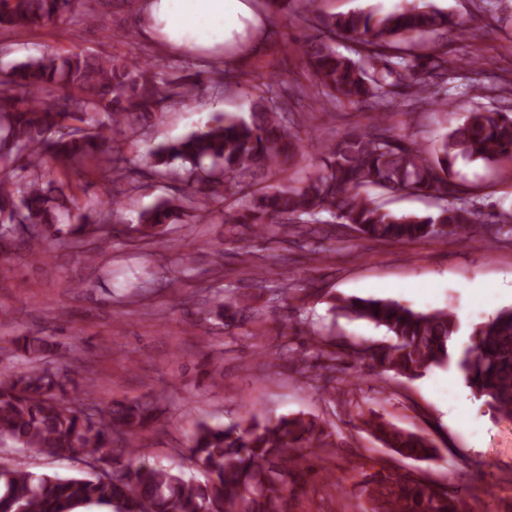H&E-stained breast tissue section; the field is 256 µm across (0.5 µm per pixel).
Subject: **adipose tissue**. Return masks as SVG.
I'll return each mask as SVG.
<instances>
[{"instance_id": "1", "label": "adipose tissue", "mask_w": 512, "mask_h": 512, "mask_svg": "<svg viewBox=\"0 0 512 512\" xmlns=\"http://www.w3.org/2000/svg\"><path fill=\"white\" fill-rule=\"evenodd\" d=\"M265 24L246 0H145L139 19L142 32L182 51H217Z\"/></svg>"}]
</instances>
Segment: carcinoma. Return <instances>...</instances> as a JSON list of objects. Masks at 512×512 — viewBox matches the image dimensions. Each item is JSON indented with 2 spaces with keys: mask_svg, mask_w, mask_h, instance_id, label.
Returning <instances> with one entry per match:
<instances>
[{
  "mask_svg": "<svg viewBox=\"0 0 512 512\" xmlns=\"http://www.w3.org/2000/svg\"><path fill=\"white\" fill-rule=\"evenodd\" d=\"M80 0H0V30L23 32L62 22L78 13ZM298 17L315 34L300 47L315 94L329 103L347 100L380 110L386 120L397 89H413L428 103L430 84L414 78L445 69L443 35L454 26L449 14L426 0H403L395 10H356L326 15L306 0ZM420 36L433 42L422 59L407 44ZM123 55L65 56L43 53L0 66V254L22 252L36 263L56 245L90 241L86 259L106 253L117 234L146 240L185 218L218 211L220 220L250 224L257 237L270 226L288 238L322 227H349L375 242H411L455 237L470 241L483 233L484 216L459 197L444 200L427 216L395 214L368 194H446L459 158L492 163L512 158V114L476 107L467 119L425 151L387 128L354 129L334 144L317 145L322 169L301 186L253 196L232 213L227 196L253 179L282 172L294 163L301 139L284 113L294 94L270 75L254 77L257 101L249 115L219 114L204 130L149 147L142 166L125 154L167 103L194 97L205 81L224 92L238 76L210 66L175 78L162 59L139 62L135 34L121 35ZM351 42L348 53L336 40ZM51 165L81 177L94 170L112 184V204L99 202L95 220L80 207L72 182L43 172ZM149 172L173 183L170 193L124 223L126 198L137 177ZM331 311L386 329L391 342L361 343L336 352L315 346L312 360H298L299 373L314 381L335 380L336 361L369 360L382 372L408 380L451 364L492 416L512 421V307L473 326V341L461 347V324L443 308L417 312L395 300L331 297ZM51 343L27 334L15 341L23 370L0 373V447L54 456L80 453L100 466L83 476L35 473L0 464V512H72L83 505L111 512H293L300 497L336 489L330 468L318 465L342 447L327 422L302 413L271 420L253 412L231 424L199 422L187 438L188 459L203 478L138 459L134 440L154 427L155 404L147 401L77 404L65 398L76 385L72 367L50 366ZM364 430L382 447L414 461L439 458L435 441L396 426L370 409L357 413ZM350 502L339 512H474L481 502L446 484L403 474L372 460L361 466Z\"/></svg>",
  "mask_w": 512,
  "mask_h": 512,
  "instance_id": "carcinoma-1",
  "label": "carcinoma"
}]
</instances>
